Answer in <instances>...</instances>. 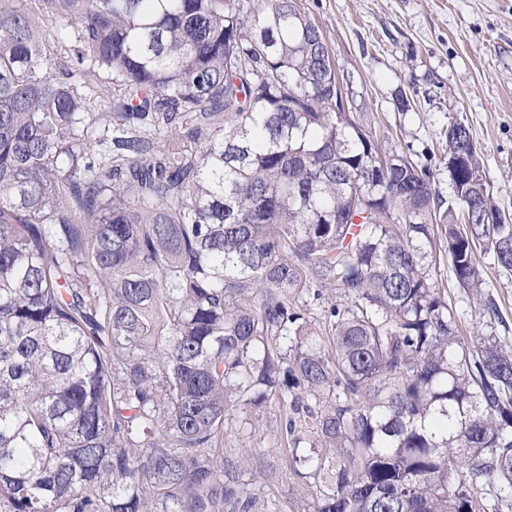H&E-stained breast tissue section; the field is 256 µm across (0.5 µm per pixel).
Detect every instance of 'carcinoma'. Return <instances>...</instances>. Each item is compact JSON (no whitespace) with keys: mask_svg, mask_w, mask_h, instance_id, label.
<instances>
[{"mask_svg":"<svg viewBox=\"0 0 512 512\" xmlns=\"http://www.w3.org/2000/svg\"><path fill=\"white\" fill-rule=\"evenodd\" d=\"M0 0V512H267L224 424L274 401L313 512H512V349L434 284L512 220L336 110L299 0ZM52 41L73 51L53 72Z\"/></svg>","mask_w":512,"mask_h":512,"instance_id":"cac0c4a2","label":"carcinoma"}]
</instances>
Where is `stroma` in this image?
<instances>
[{
  "instance_id": "35a3bbf8",
  "label": "stroma",
  "mask_w": 512,
  "mask_h": 512,
  "mask_svg": "<svg viewBox=\"0 0 512 512\" xmlns=\"http://www.w3.org/2000/svg\"><path fill=\"white\" fill-rule=\"evenodd\" d=\"M320 27L350 112L387 149L429 168L432 188L451 201L448 128L464 124L495 205L512 216V0H301ZM484 295L502 321L483 316L470 290L440 264L435 281L455 302L471 344L497 334L512 344V272L481 259ZM281 409L269 403L254 428L245 411L229 416L224 450L245 440L257 454L254 487L277 512H307L315 488L288 466V451L269 427Z\"/></svg>"
}]
</instances>
